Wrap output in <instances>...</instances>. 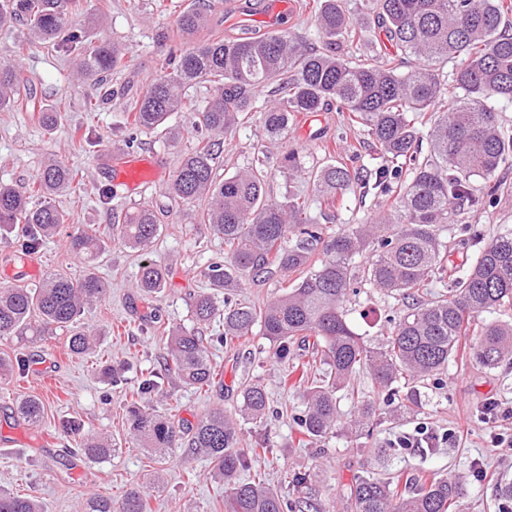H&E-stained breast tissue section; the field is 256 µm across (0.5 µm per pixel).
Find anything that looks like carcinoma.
Returning <instances> with one entry per match:
<instances>
[{
    "mask_svg": "<svg viewBox=\"0 0 512 512\" xmlns=\"http://www.w3.org/2000/svg\"><path fill=\"white\" fill-rule=\"evenodd\" d=\"M364 2L365 12L353 18L345 0H318V43L306 44L285 33L199 40L208 18L196 0L176 20L180 37L190 44L170 52L168 71L153 79L128 109L129 145L138 133L164 125L174 112H200L209 139L183 155L169 191L187 202L208 201L207 224L224 240L229 257L227 263L220 258L209 264L207 279L214 291L192 301V327L172 331L164 372L141 373L126 392L130 438L161 459L182 447L204 455L224 480L227 512H324V505L307 471L292 475L299 493L293 499L260 477L241 478L256 458L276 459L275 449L266 443L242 447L237 420L224 409L209 410L185 438L149 404V396L161 393L170 377L197 391L212 388L217 376L209 358L213 342L246 340L257 328L279 360L302 359L313 369L312 376L300 379L306 404L297 417L299 432L312 444L337 431V393L342 390L359 398L352 426L380 416L375 401L362 398L354 382L357 372L367 370L377 387L388 391L440 376L478 314L512 310V230L487 240L472 233V256L454 268L448 267L450 244L443 236L468 212L512 195L511 184L495 179L498 171L512 167V126L497 111V104L512 103V0ZM81 9L80 0H0V24L18 23L28 34L75 53L80 75L98 80L121 65L127 50L106 41L86 43L73 24ZM374 29L394 53L374 59L345 52L356 34ZM448 65L457 98L440 109L445 84L439 71ZM19 82L18 70L0 67V108L15 103ZM200 82L214 87L202 109L184 92ZM332 102L348 113L385 163L368 172L337 160L312 167L310 179L330 207L344 206L358 185L362 195L376 199L374 217L330 233L315 222L305 198H272L259 166L218 178L212 138L229 132L243 114L261 111L267 135L277 138L288 132L297 114L317 112ZM78 174L50 161L27 185H0V232H17L21 253L38 250L66 223L55 198ZM159 232L158 218L148 207L127 212L105 237L76 228L69 248L83 260L84 273L77 279L52 274L32 288L1 286L0 339L25 340L61 330L71 354L91 353L97 333L80 320L83 308L107 292V282L96 273L98 258L116 239L147 251ZM295 273L296 280L262 305L234 298L244 276L264 282ZM445 279L448 293L426 302L418 299L430 283ZM356 283L411 301L376 345L346 321L345 302ZM166 285L167 267L144 260L137 288L155 294ZM471 359L489 371L512 362V324L482 325ZM16 406L31 425L41 424L45 409L40 398L23 396ZM420 408L412 391L396 412L414 417ZM268 409L262 384L243 390V419L260 427ZM61 428L74 438L76 453L85 461L101 463L115 452L112 441L83 434L76 416L62 421ZM397 487L394 476H356L349 485L354 512H449L461 495L460 480L436 475L406 497ZM0 512H43V506L0 491ZM83 512H150L149 497L132 488L116 506L110 497L92 495Z\"/></svg>",
    "mask_w": 512,
    "mask_h": 512,
    "instance_id": "cac0c4a2",
    "label": "carcinoma"
}]
</instances>
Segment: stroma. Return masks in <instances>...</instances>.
Instances as JSON below:
<instances>
[{"label": "stroma", "mask_w": 512, "mask_h": 512, "mask_svg": "<svg viewBox=\"0 0 512 512\" xmlns=\"http://www.w3.org/2000/svg\"><path fill=\"white\" fill-rule=\"evenodd\" d=\"M187 0H82L76 23L88 41L109 40L128 50L120 68L111 76L112 97L96 111L86 107L99 94L97 86L78 79L71 55L42 41L28 42L22 26L0 27V65L20 67L36 100L60 112L58 126L44 130L26 107L0 109V183H31L50 158L65 162L84 176L80 190L63 193L58 205L67 213L60 232L39 250L17 259L14 241L0 240V284L34 286L49 274L79 276L82 261L69 249L68 235L83 227L107 231L124 211L150 206L161 229L151 249V258L165 265L169 278L163 292L145 296L136 286L144 256L119 242H112L102 257L97 273L108 283L104 298L84 314L86 325L100 331L93 353L70 354L64 333L43 337L33 345L0 340V354L23 355L26 365L0 383V489L32 496L46 512H81L85 497L102 494L120 500L130 487L142 486L150 497L152 512H225L224 482L216 477L207 460L176 456L158 462L143 448L128 444L125 397L121 388L99 378L96 365L122 362L129 381L141 370L163 369L170 330L188 324L193 295L208 290V265L224 255L223 240L213 236L204 222V204L186 203L174 197L167 183L155 182L141 193L103 200L101 192L110 183L103 156L123 147V121L133 97L143 92L156 77L167 54L158 42L161 31H174L175 19ZM265 0H213L210 25L212 38H245L262 34L266 26L259 15ZM240 8L252 14L251 28L229 25L226 9ZM190 112L171 118L177 139L146 131L131 149L136 157L157 160L165 175H172L183 152L191 150L202 133ZM90 133L93 147L77 149L74 129ZM364 135L350 127L335 107L298 115L288 134L269 140L258 116H251L221 137L219 174H231L252 163H262L268 174L271 197L282 199L301 194L319 224L339 230L362 222L375 210L373 197L352 190L347 206L336 211L318 199L306 174L289 173L284 157L289 150L303 151L308 165L322 164L325 150L338 145L350 166L373 169L378 165L372 152L363 149ZM512 229V196L493 207L465 214L462 224L453 225L452 235L463 239L465 230L492 236ZM401 301L378 290L356 285L346 303V319L365 340L374 343L388 334ZM219 382L209 391L197 392L178 382L166 381L164 396L153 397L160 411L180 426L194 425L209 409L224 408L238 414L242 390L248 383L262 381L277 418L268 425L271 445L277 451L275 464L255 461L275 489L288 488L290 474L320 472L318 496L327 512H352L345 494L354 476L383 470L405 478L434 472L441 476L467 474L456 512H498L497 484L512 481V447L491 450L494 435H512V418L487 416L482 408L494 400L512 407V367L486 371L472 360L451 359L442 383L426 380L415 388L422 401L416 419L405 420L384 413L357 440L343 431L354 418L357 406L341 397L340 430L321 442L306 444L296 429L295 417L305 407L299 384L306 373L301 362L286 365L272 357L269 343L254 336L244 344L215 345L210 350ZM20 395L40 397L45 404L44 420L32 426L15 416L13 405ZM76 416L84 422L88 436L111 438L117 452L110 460L90 464L72 455L73 441L57 431L59 419ZM425 427L423 440L415 447H399V440ZM481 467L486 479L469 477L470 468ZM194 479H187V471Z\"/></svg>", "instance_id": "1"}]
</instances>
